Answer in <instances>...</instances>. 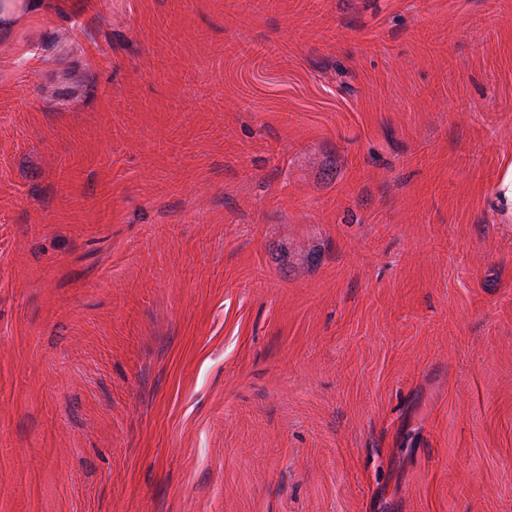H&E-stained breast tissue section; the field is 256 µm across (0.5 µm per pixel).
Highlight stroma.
Returning a JSON list of instances; mask_svg holds the SVG:
<instances>
[{
	"mask_svg": "<svg viewBox=\"0 0 512 512\" xmlns=\"http://www.w3.org/2000/svg\"><path fill=\"white\" fill-rule=\"evenodd\" d=\"M0 46V512H512V0H84Z\"/></svg>",
	"mask_w": 512,
	"mask_h": 512,
	"instance_id": "stroma-1",
	"label": "stroma"
}]
</instances>
